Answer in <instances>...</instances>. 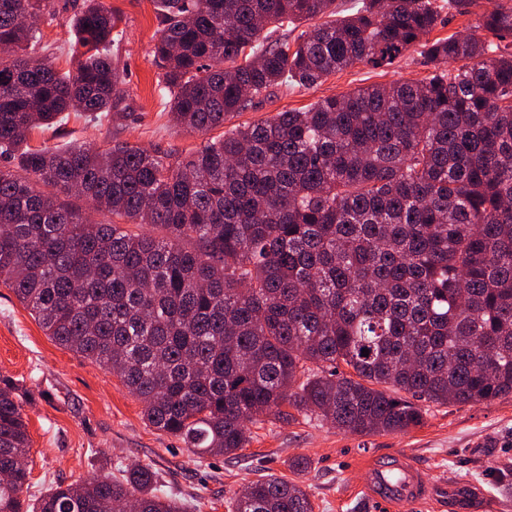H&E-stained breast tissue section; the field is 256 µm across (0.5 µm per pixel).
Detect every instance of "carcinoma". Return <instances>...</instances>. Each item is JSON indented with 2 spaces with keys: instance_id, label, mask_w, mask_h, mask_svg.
Instances as JSON below:
<instances>
[{
  "instance_id": "cac0c4a2",
  "label": "carcinoma",
  "mask_w": 512,
  "mask_h": 512,
  "mask_svg": "<svg viewBox=\"0 0 512 512\" xmlns=\"http://www.w3.org/2000/svg\"><path fill=\"white\" fill-rule=\"evenodd\" d=\"M335 2L157 0L153 53L187 133L356 63L417 49L432 67L174 155L28 146L71 112L128 116L111 53L122 19L84 0L82 59L61 73L36 56L49 0H0V157L16 163L0 168V284L200 456L237 454L286 405L363 437L422 425L427 403L512 395V0L478 14V0H448L476 15L463 38L429 41L436 0H360L294 44L275 37ZM85 206L114 221L89 223ZM25 400L0 377V512H186L146 466L27 503ZM231 504L313 512L275 476Z\"/></svg>"
}]
</instances>
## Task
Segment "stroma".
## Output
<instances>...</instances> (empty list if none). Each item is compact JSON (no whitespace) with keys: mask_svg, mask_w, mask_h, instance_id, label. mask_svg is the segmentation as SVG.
Listing matches in <instances>:
<instances>
[{"mask_svg":"<svg viewBox=\"0 0 512 512\" xmlns=\"http://www.w3.org/2000/svg\"><path fill=\"white\" fill-rule=\"evenodd\" d=\"M84 0H55L56 17L43 28L45 58L61 72L75 70L70 51L74 17ZM123 17L124 37L113 60L130 106L122 122L70 116L62 125L33 130V147L65 149L83 144L98 149L115 143L186 154L200 148L204 135L175 126L158 95L162 71L153 56L159 33L156 0H104ZM423 56L408 52L391 65L358 63L305 91H279L245 112L227 118L225 128L266 120L321 98L373 84L427 77ZM0 375L13 378L29 394L24 406L31 448L30 479L22 497H41L59 483L81 484L96 476L120 475L146 465L166 493L188 512H230L228 504L248 481L275 475L301 485L314 512H381L365 493V461L399 452L438 487L454 489L458 512H512V492L501 489V470L512 467V396L485 403L430 406L421 426L406 433L360 437L303 415L290 420L262 419L250 443L234 456L198 457L177 437L145 421L143 405L120 378L45 335L11 289L0 286ZM296 457L310 466L289 468ZM486 498H472V487Z\"/></svg>","mask_w":512,"mask_h":512,"instance_id":"stroma-1","label":"stroma"}]
</instances>
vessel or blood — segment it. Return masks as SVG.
Here are the masks:
<instances>
[{"instance_id": "b4317fda", "label": "vessel or blood", "mask_w": 512, "mask_h": 512, "mask_svg": "<svg viewBox=\"0 0 512 512\" xmlns=\"http://www.w3.org/2000/svg\"><path fill=\"white\" fill-rule=\"evenodd\" d=\"M371 479L368 496L383 512H399L402 505H421L435 496L433 485L426 482L416 466L408 460L390 457L369 466Z\"/></svg>"}]
</instances>
